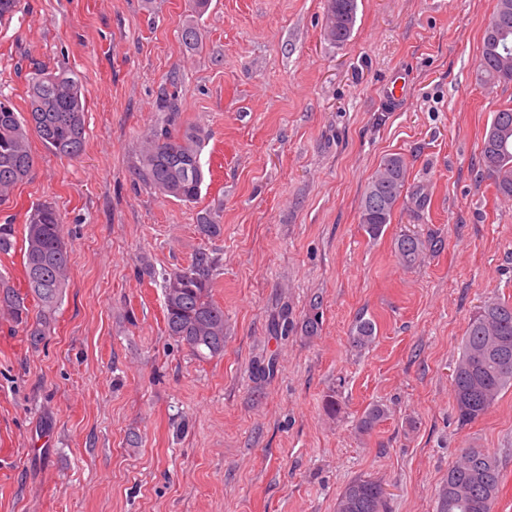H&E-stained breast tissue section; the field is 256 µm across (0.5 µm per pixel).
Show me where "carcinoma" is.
<instances>
[{
	"label": "carcinoma",
	"mask_w": 512,
	"mask_h": 512,
	"mask_svg": "<svg viewBox=\"0 0 512 512\" xmlns=\"http://www.w3.org/2000/svg\"><path fill=\"white\" fill-rule=\"evenodd\" d=\"M326 37L333 44L350 38L357 0H325ZM184 45L194 50L200 32L194 21L182 28ZM478 79L484 84L512 82V0H497L485 31ZM159 100L168 113L167 124L153 133L141 154L140 175L160 194L194 203L201 193L205 171L201 161L205 134L199 128H176L178 79ZM86 101L83 82L65 71L34 69L28 78L26 107L21 111L8 96L0 95V203L31 173L34 159L29 145L34 131L44 146L68 158L85 147ZM486 178L497 195L512 198V107L497 110L481 147ZM408 165L400 154L384 157L369 179L360 202L359 224L378 238L391 223L407 182ZM205 236L220 233V215L206 211L197 217ZM16 245L14 228L0 224V255ZM422 240L414 234L397 239L399 262L412 267L420 260ZM70 244L64 236L59 209L39 204L27 215L24 227L23 279L25 289L0 279V318L25 327L30 340H42L61 304L69 281ZM218 258L198 252L191 263L165 274L164 321L168 336L201 359L224 353V308L213 300V275ZM375 323L359 318L352 329L358 347L372 345ZM455 409L463 424L485 415L499 395L512 387V301L489 298L468 324L461 355L452 378ZM386 416L374 405L359 421L367 433ZM502 482L497 458L479 448H468L448 470V483L439 491L437 512H493ZM336 512H386L382 485L371 479L349 482L336 502Z\"/></svg>",
	"instance_id": "1"
}]
</instances>
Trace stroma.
<instances>
[{"label":"stroma","instance_id":"1","mask_svg":"<svg viewBox=\"0 0 512 512\" xmlns=\"http://www.w3.org/2000/svg\"><path fill=\"white\" fill-rule=\"evenodd\" d=\"M495 4L358 0L334 45L324 0H209L197 16L189 0H21L0 24V93L23 105L34 65L67 70L88 123L72 159L31 136L32 173L0 204L18 233L34 205H56L71 244L43 340L0 322V512H336L357 478L382 485L387 512H436L470 447L497 458L494 512H512V389L463 426L451 386L484 300L512 301V199L481 159L512 83L476 78ZM190 19L196 51L180 36ZM173 76L179 125L208 135L192 204L138 172ZM391 154L408 182L373 240L360 201ZM205 209L222 216L212 238L196 227ZM405 233L425 243L410 268L395 253ZM201 250L219 258L224 308L210 360L164 322V274ZM284 307L294 329L278 336ZM361 317L377 325L365 349L351 339ZM375 404L387 418L359 433Z\"/></svg>","mask_w":512,"mask_h":512}]
</instances>
